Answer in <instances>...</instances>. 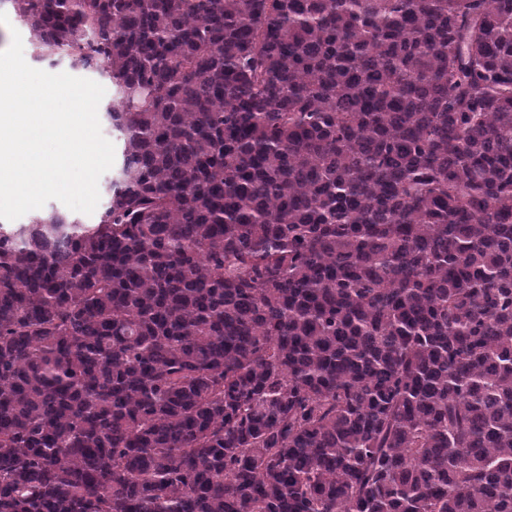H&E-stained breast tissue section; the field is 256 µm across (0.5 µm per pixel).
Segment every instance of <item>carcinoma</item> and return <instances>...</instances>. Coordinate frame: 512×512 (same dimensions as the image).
Instances as JSON below:
<instances>
[{"label": "carcinoma", "instance_id": "obj_1", "mask_svg": "<svg viewBox=\"0 0 512 512\" xmlns=\"http://www.w3.org/2000/svg\"><path fill=\"white\" fill-rule=\"evenodd\" d=\"M0 1L123 139L0 226V512H512V0ZM11 28H14L20 33L23 42L25 60L32 67L42 69L50 73L66 72L76 77L91 79L101 84L105 88V95L98 108V117L102 134L114 145L115 161L113 167L105 172L99 180L98 188L100 193V200L92 214H84L81 212L72 211L61 202L57 200H51L47 202L42 208L30 211L16 220L8 221L0 219V225L3 224L5 227H17L20 224H28L33 216L37 213L51 209L75 214L81 218L83 223L94 224L97 221L102 207L106 201L112 177L116 175L117 169L121 163L122 140L119 133L112 130V127L110 126L105 116V108L108 105L112 106V104H116L115 92L112 89V83L107 78L101 76L99 72L94 68L74 69L71 68L65 61L51 62L48 59L37 60L35 58L34 52L32 51L30 42L31 37L28 28L19 20L9 5H2V7H0V51L6 50L12 42Z\"/></svg>", "mask_w": 512, "mask_h": 512}]
</instances>
